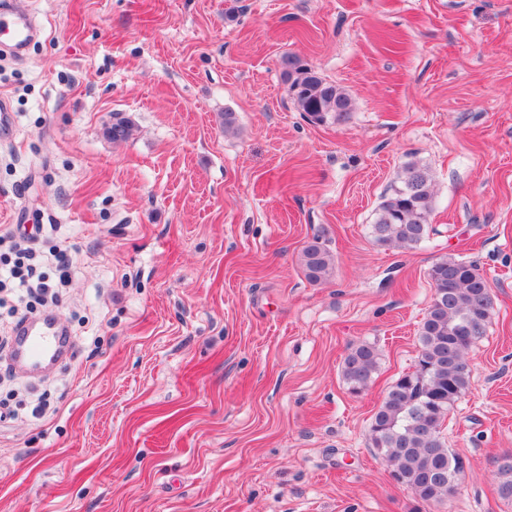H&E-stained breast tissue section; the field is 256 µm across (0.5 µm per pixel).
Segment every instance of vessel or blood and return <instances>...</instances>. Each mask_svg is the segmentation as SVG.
I'll use <instances>...</instances> for the list:
<instances>
[{"label":"vessel or blood","mask_w":512,"mask_h":512,"mask_svg":"<svg viewBox=\"0 0 512 512\" xmlns=\"http://www.w3.org/2000/svg\"><path fill=\"white\" fill-rule=\"evenodd\" d=\"M38 31V26L25 0H12L9 8L0 10V44L18 49ZM58 322L25 320L14 332L8 361L15 367L33 373L53 363L59 356Z\"/></svg>","instance_id":"b4317fda"}]
</instances>
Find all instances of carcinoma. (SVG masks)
<instances>
[{
    "mask_svg": "<svg viewBox=\"0 0 512 512\" xmlns=\"http://www.w3.org/2000/svg\"><path fill=\"white\" fill-rule=\"evenodd\" d=\"M297 109L314 123L349 119L352 102L336 84L327 81L292 55L282 59ZM107 134L114 141L132 134L131 121L115 114ZM434 196L432 177L424 166L409 162L401 186L379 206L370 233L383 248L417 247L427 236ZM305 277L313 283L328 280L335 261L319 239L309 242L299 256ZM432 301L418 329L419 354L414 369L402 374L386 391L370 427V447L391 470L393 479L410 489L418 501L439 504L457 490L453 475L462 471L441 435L449 409L470 383L467 351L483 338L493 299L486 274L473 263L455 257L436 261L430 268ZM379 366V354L370 344H358L344 358L341 374L348 390H367ZM495 491L512 501V454L497 464Z\"/></svg>",
    "mask_w": 512,
    "mask_h": 512,
    "instance_id": "obj_1",
    "label": "carcinoma"
}]
</instances>
